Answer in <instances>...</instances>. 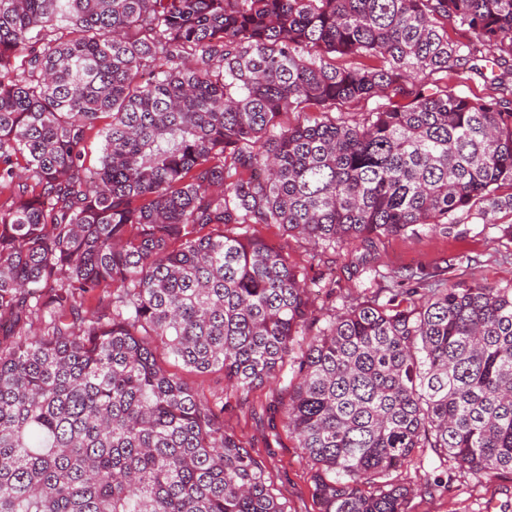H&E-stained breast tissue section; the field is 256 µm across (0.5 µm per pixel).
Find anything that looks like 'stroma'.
Listing matches in <instances>:
<instances>
[{"mask_svg":"<svg viewBox=\"0 0 512 512\" xmlns=\"http://www.w3.org/2000/svg\"><path fill=\"white\" fill-rule=\"evenodd\" d=\"M458 220L461 232L457 235L428 232L376 240L370 250L371 265L382 270L411 266L432 272L443 268L449 255L460 253L471 256L473 262L459 270V279L468 282L476 278L490 285L512 281V240L494 232H481L476 219L469 214H459ZM250 231L287 254L290 262L304 268L308 281L330 283L331 292L320 294L317 307L342 305L360 292L365 276L353 265L361 253L360 247L343 244L317 252L275 224H254ZM160 362L180 377L197 398L223 408L225 425L242 437L246 447L262 456L291 512H319L312 495L315 472L312 462L286 430L270 428L262 414L279 395L275 382L240 394L226 388L222 371L201 374L165 356ZM409 512H512V475L476 479L461 474L446 490L429 494L419 489L409 504Z\"/></svg>","mask_w":512,"mask_h":512,"instance_id":"35a3bbf8","label":"stroma"}]
</instances>
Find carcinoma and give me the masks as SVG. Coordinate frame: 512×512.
<instances>
[{
    "label": "carcinoma",
    "instance_id": "cac0c4a2",
    "mask_svg": "<svg viewBox=\"0 0 512 512\" xmlns=\"http://www.w3.org/2000/svg\"><path fill=\"white\" fill-rule=\"evenodd\" d=\"M487 63L512 83V0H0V512H288L160 351L283 381L321 512H408L426 448L430 492L450 462L511 474L512 282H455V254L319 310L249 231L334 250L466 212L512 238V89L458 90Z\"/></svg>",
    "mask_w": 512,
    "mask_h": 512
}]
</instances>
